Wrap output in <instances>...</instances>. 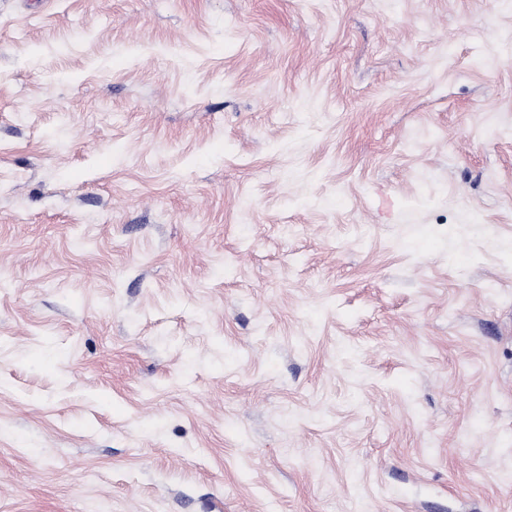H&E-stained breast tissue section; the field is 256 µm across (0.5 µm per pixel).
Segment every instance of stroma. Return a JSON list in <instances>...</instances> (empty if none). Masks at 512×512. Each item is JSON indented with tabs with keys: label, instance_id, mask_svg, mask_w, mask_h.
Wrapping results in <instances>:
<instances>
[{
	"label": "stroma",
	"instance_id": "stroma-1",
	"mask_svg": "<svg viewBox=\"0 0 512 512\" xmlns=\"http://www.w3.org/2000/svg\"><path fill=\"white\" fill-rule=\"evenodd\" d=\"M0 512H512V0H0Z\"/></svg>",
	"mask_w": 512,
	"mask_h": 512
}]
</instances>
